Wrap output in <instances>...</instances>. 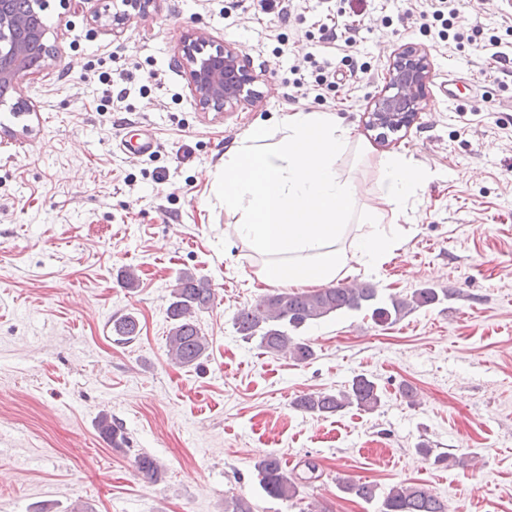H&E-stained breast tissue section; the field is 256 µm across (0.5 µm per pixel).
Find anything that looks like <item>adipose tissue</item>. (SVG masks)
<instances>
[{
  "label": "adipose tissue",
  "instance_id": "adipose-tissue-1",
  "mask_svg": "<svg viewBox=\"0 0 512 512\" xmlns=\"http://www.w3.org/2000/svg\"><path fill=\"white\" fill-rule=\"evenodd\" d=\"M280 139L255 128L226 153L213 186L224 209L236 214V237L262 259L261 282L321 287L352 272L374 270L398 249L386 231L406 203L430 180L400 154L381 160L384 205L357 212L358 185L340 174L337 159L352 130L329 112L284 114ZM357 223L349 235V223Z\"/></svg>",
  "mask_w": 512,
  "mask_h": 512
}]
</instances>
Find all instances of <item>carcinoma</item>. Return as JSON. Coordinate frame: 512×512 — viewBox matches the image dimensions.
Segmentation results:
<instances>
[{
    "label": "carcinoma",
    "instance_id": "obj_1",
    "mask_svg": "<svg viewBox=\"0 0 512 512\" xmlns=\"http://www.w3.org/2000/svg\"><path fill=\"white\" fill-rule=\"evenodd\" d=\"M439 300L433 288H421L410 297H390L387 306L378 305V289L362 283L352 288L346 283L330 285L310 292L275 291L236 313L234 325L245 339L258 340L270 354L287 352L302 363L312 358V346L297 341L291 333L341 310H370L375 322L392 323L404 314ZM212 292L192 275L177 278L171 291L168 315L172 327L167 336L170 358L177 364L197 366L205 356L208 341L196 323L197 313L209 308ZM112 334L131 341L139 334L137 319L126 314L112 320ZM381 401L378 386L364 374L355 376L348 388L335 394L310 393L299 397L295 405L308 413L335 414L355 407L364 412L375 410ZM264 492L275 499L292 500L299 495L298 482L285 473L277 456L269 455L256 465ZM339 489L376 506V512H448V505L424 487L399 484L379 492L370 482L345 480ZM224 512H253L251 502L242 495L224 499Z\"/></svg>",
    "mask_w": 512,
    "mask_h": 512
}]
</instances>
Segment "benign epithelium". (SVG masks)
<instances>
[{
	"label": "benign epithelium",
	"instance_id": "benign-epithelium-1",
	"mask_svg": "<svg viewBox=\"0 0 512 512\" xmlns=\"http://www.w3.org/2000/svg\"><path fill=\"white\" fill-rule=\"evenodd\" d=\"M47 0H28L19 15L14 0H0V88L9 90L50 57L45 43ZM176 65L183 69L196 105L203 112H224L258 102L257 77L249 61L229 44H216L202 33L185 37ZM432 64L428 50L415 43L399 46L392 55L374 108L371 128L401 130L411 124L427 95Z\"/></svg>",
	"mask_w": 512,
	"mask_h": 512
}]
</instances>
